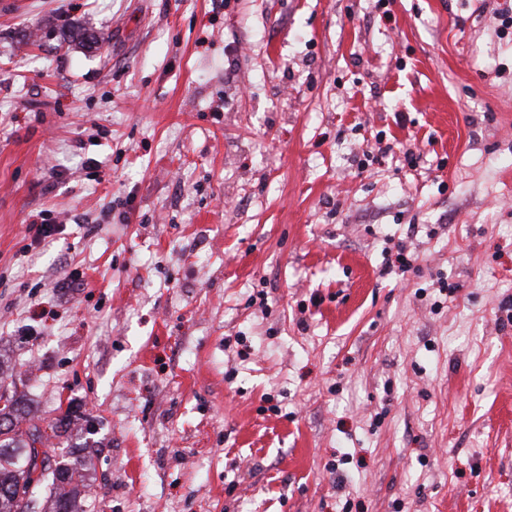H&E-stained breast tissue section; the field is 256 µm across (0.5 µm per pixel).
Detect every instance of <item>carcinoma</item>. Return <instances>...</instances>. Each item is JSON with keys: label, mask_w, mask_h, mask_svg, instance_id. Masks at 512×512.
<instances>
[{"label": "carcinoma", "mask_w": 512, "mask_h": 512, "mask_svg": "<svg viewBox=\"0 0 512 512\" xmlns=\"http://www.w3.org/2000/svg\"><path fill=\"white\" fill-rule=\"evenodd\" d=\"M0 400V512H28L29 501L38 500L44 491L51 502L48 512H82L78 501L91 457L78 456L71 447L61 457L72 460L54 464L52 456L39 448L46 431L60 437L64 419L48 423L44 430L35 426L23 431L24 403L4 391Z\"/></svg>", "instance_id": "obj_1"}]
</instances>
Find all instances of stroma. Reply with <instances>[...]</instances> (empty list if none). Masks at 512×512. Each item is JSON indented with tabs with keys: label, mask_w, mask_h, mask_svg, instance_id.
Here are the masks:
<instances>
[{
	"label": "stroma",
	"mask_w": 512,
	"mask_h": 512,
	"mask_svg": "<svg viewBox=\"0 0 512 512\" xmlns=\"http://www.w3.org/2000/svg\"><path fill=\"white\" fill-rule=\"evenodd\" d=\"M0 382L85 512H512V0L0 11Z\"/></svg>",
	"instance_id": "stroma-1"
}]
</instances>
